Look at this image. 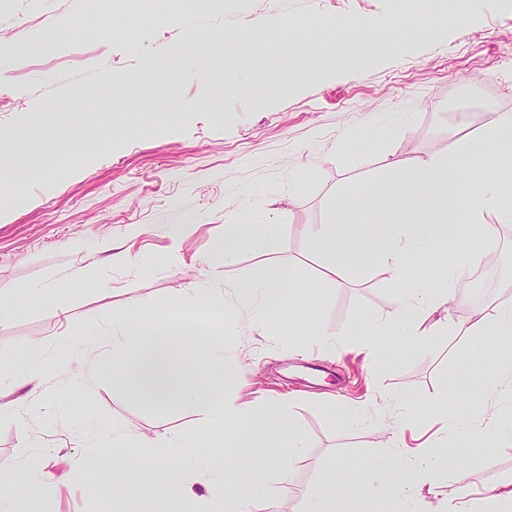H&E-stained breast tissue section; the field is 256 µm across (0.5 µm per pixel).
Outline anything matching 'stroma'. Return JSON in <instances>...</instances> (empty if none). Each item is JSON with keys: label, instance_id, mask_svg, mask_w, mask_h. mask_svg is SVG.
Instances as JSON below:
<instances>
[{"label": "stroma", "instance_id": "35a3bbf8", "mask_svg": "<svg viewBox=\"0 0 512 512\" xmlns=\"http://www.w3.org/2000/svg\"><path fill=\"white\" fill-rule=\"evenodd\" d=\"M446 14L404 17L394 0H0V487L11 512H198L166 494L171 468L149 440L178 432L196 457L226 447L286 450L279 400L307 441L291 481H269L260 512H300L317 474L354 470L381 448L423 445L454 395L462 420L496 414L487 469L449 488L512 477V409L482 389L512 338L467 343L448 331L419 344L397 328L378 368L363 337L389 321L400 283L356 250L326 277L309 229L359 221L384 193L389 162L445 156L512 114V0H446ZM55 29L44 53L36 38ZM465 178L496 180L512 203V133L474 152ZM271 253L221 256L225 222ZM494 226L486 236L484 225ZM499 268L490 294L449 279L460 241ZM274 260L295 267L299 308L272 312L275 336L224 311L216 293ZM424 287L448 289L451 325L512 304V223H460L429 257L407 255ZM122 318L160 328L193 320L241 373L249 419L226 435L200 404L133 396L90 375L91 344ZM134 442L113 454L112 429Z\"/></svg>", "mask_w": 512, "mask_h": 512}]
</instances>
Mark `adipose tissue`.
<instances>
[{
    "label": "adipose tissue",
    "mask_w": 512,
    "mask_h": 512,
    "mask_svg": "<svg viewBox=\"0 0 512 512\" xmlns=\"http://www.w3.org/2000/svg\"><path fill=\"white\" fill-rule=\"evenodd\" d=\"M485 145V140L481 139L447 156L422 160L413 165L411 174L392 180L385 195L364 200L362 207L369 216L366 235H359L344 224L311 227L315 250L328 259V274H337L344 268L342 243L348 240L402 281L406 278L404 258L409 251L447 237L453 224L482 223L486 211L500 206L498 191L485 179L461 183L459 174L472 150ZM292 279V269L267 262L231 285L230 308L251 318L263 319L265 312L284 305ZM447 303V294L409 285L394 305V321L408 336L419 341L447 329L454 330L465 341L475 340L490 327L500 335H512L511 305L499 306L491 314L479 311L468 322L451 328L435 317ZM175 335L181 336L187 345H204L215 358L223 356L222 348L202 341L193 324L180 325L172 332L152 331L140 324L113 331L112 358L102 362L100 369L125 381L132 392L164 397L166 389H178L185 383V360L174 353L171 345ZM159 379L166 381V389L156 387ZM239 380V371L231 365L225 366L219 375L196 378L194 394L215 389L220 392L217 402L206 404L201 410L204 425L228 427L243 419V410L235 396ZM280 410L282 426L288 432L285 452L268 457L254 448H237L231 456L225 457L220 469L210 460H202L195 469V480L174 482L168 488L169 493L197 498L215 479L232 475L238 480L236 494L214 500L208 512H247V505L264 497L270 476L290 480L296 462L304 455L305 438L291 414L289 403H281ZM439 412L445 429L437 442L409 452L394 446L382 449L373 461L355 471L336 465L321 471L305 494L303 512H348L346 505L350 500L379 496L390 490L418 505L419 512H449L448 501L452 498L460 501L462 512H512L511 478L477 493L460 486L453 496H446L441 478L451 474L461 463L460 456L448 452L449 444L473 449L474 460L488 468L494 466L495 458L480 449L484 421L459 422L448 401L440 405Z\"/></svg>",
    "instance_id": "obj_1"
}]
</instances>
